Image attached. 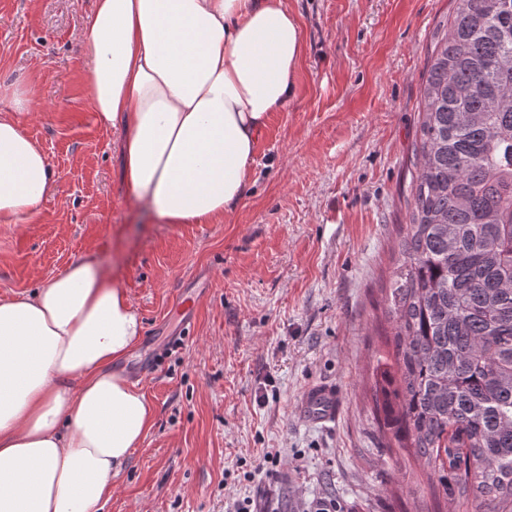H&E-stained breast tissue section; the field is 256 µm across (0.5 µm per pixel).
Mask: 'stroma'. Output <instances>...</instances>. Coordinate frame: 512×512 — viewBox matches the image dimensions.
<instances>
[{"instance_id":"35a3bbf8","label":"stroma","mask_w":512,"mask_h":512,"mask_svg":"<svg viewBox=\"0 0 512 512\" xmlns=\"http://www.w3.org/2000/svg\"><path fill=\"white\" fill-rule=\"evenodd\" d=\"M93 4L0 0V82L32 90L39 109L18 120L57 174L39 215L0 224V300L90 261L142 320L118 368L140 369L153 424L101 512H224L239 494L279 512H417L423 473L388 447L371 395L428 49L453 0H288L295 93L244 198L208 224L157 223L128 194L87 85ZM179 293L197 297L192 319L175 313ZM317 381L339 392L328 426L298 412ZM266 448L286 451L277 477L244 480Z\"/></svg>"}]
</instances>
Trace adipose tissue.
<instances>
[{"label": "adipose tissue", "instance_id": "1", "mask_svg": "<svg viewBox=\"0 0 512 512\" xmlns=\"http://www.w3.org/2000/svg\"><path fill=\"white\" fill-rule=\"evenodd\" d=\"M82 39L131 197L165 224L233 208L295 89L302 35L284 0H96ZM33 108L23 81L0 84V224L55 192L15 118ZM142 331L124 289L85 261L0 301V512H100L153 418L113 368Z\"/></svg>", "mask_w": 512, "mask_h": 512}]
</instances>
